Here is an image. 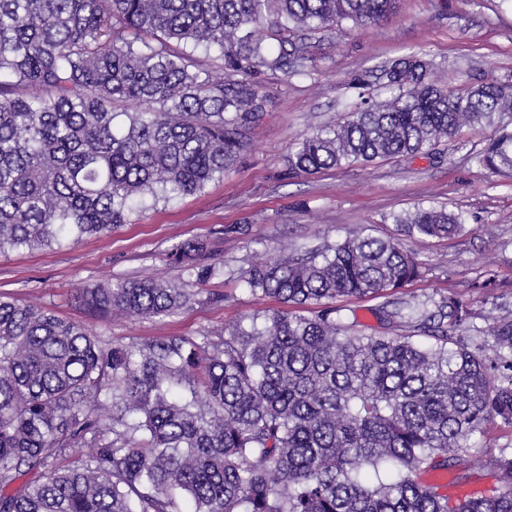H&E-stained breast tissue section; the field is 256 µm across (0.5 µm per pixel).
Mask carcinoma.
<instances>
[{
  "label": "carcinoma",
  "mask_w": 512,
  "mask_h": 512,
  "mask_svg": "<svg viewBox=\"0 0 512 512\" xmlns=\"http://www.w3.org/2000/svg\"><path fill=\"white\" fill-rule=\"evenodd\" d=\"M396 4L0 0V252L104 233L136 204L202 190L265 115L254 75L312 61L296 32L356 30ZM198 51L217 53L221 68L202 71ZM428 68L415 55L381 66L384 99L354 76L360 102L290 144L288 175L427 154L496 114L509 121L475 159L512 167V82L448 90ZM124 104L136 111H115ZM393 221L410 239L464 229L433 205ZM203 251L200 241L172 249L193 280L117 281L83 300L107 315H170L217 274L199 266ZM424 273L399 243L362 229L241 270L251 293L284 308L217 341L108 347L78 322L0 296V512H512V453L484 462L490 496L451 502L422 481L448 468L470 480L466 441L490 419L512 427V318L486 331L491 359L457 335L475 312L451 297L381 304L389 335L352 332L335 305Z\"/></svg>",
  "instance_id": "cac0c4a2"
}]
</instances>
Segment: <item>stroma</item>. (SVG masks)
I'll use <instances>...</instances> for the list:
<instances>
[{"mask_svg": "<svg viewBox=\"0 0 512 512\" xmlns=\"http://www.w3.org/2000/svg\"><path fill=\"white\" fill-rule=\"evenodd\" d=\"M307 74L266 72L257 81L268 104L250 148L203 191L135 210L129 223L45 249L0 253V294L41 304L82 323L101 344L144 343L165 336L221 333L241 317L278 309L276 300L249 293L242 268L280 250L343 240L369 228L398 237L394 213L443 205L465 218L463 232L432 241L406 240L426 262L423 278L402 297H453L488 328L512 317V170L493 172L475 155L497 133L486 122L463 129L432 155L398 157L292 179L283 177L288 146L297 136L333 125L357 99L353 72L419 55L440 86L512 80V5L505 0H399L395 12L358 30L338 28L310 39ZM188 240L206 245L202 265L217 273L196 301L175 314L147 318L91 313L80 297L88 285L161 278L188 279L170 259ZM469 445L471 464L512 452V428L484 424Z\"/></svg>", "mask_w": 512, "mask_h": 512, "instance_id": "1", "label": "stroma"}]
</instances>
